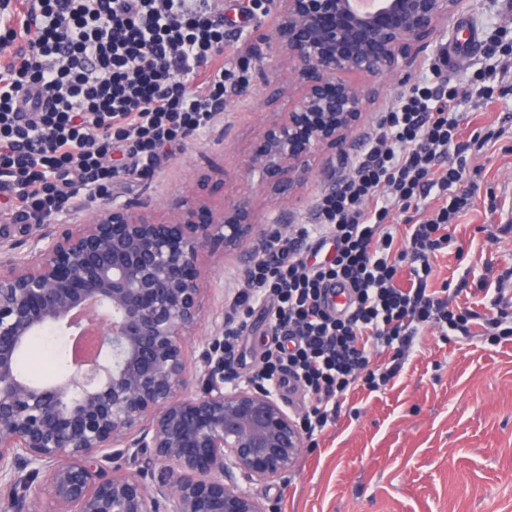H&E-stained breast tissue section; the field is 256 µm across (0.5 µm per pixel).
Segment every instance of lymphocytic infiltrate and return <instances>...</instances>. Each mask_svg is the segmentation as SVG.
<instances>
[{
    "mask_svg": "<svg viewBox=\"0 0 512 512\" xmlns=\"http://www.w3.org/2000/svg\"><path fill=\"white\" fill-rule=\"evenodd\" d=\"M483 52L490 65L470 89L422 73L380 116L350 176L316 201L312 223L248 274V306L224 332L226 354L263 303L259 378L303 389L306 436L335 423L351 391L385 388L425 330L512 337L511 272L482 279L476 306L455 304L448 286L434 284V261L478 190L482 170L470 156L512 135L471 125L472 112L512 93V29L499 28ZM238 53L214 0H24L19 8L0 0V223L65 216L111 197L117 179L154 173L249 85V65L230 62ZM116 151L130 159L120 170ZM396 210L403 223H390ZM328 243L332 257L307 264L306 252ZM331 284L348 289L347 313L329 307ZM374 348L390 353L389 366L371 368Z\"/></svg>",
    "mask_w": 512,
    "mask_h": 512,
    "instance_id": "obj_1",
    "label": "lymphocytic infiltrate"
}]
</instances>
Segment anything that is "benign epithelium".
Segmentation results:
<instances>
[{
    "mask_svg": "<svg viewBox=\"0 0 512 512\" xmlns=\"http://www.w3.org/2000/svg\"><path fill=\"white\" fill-rule=\"evenodd\" d=\"M459 0H273L265 34L286 67L273 114L246 175L273 194L264 233L243 197L228 205L192 188L156 217L148 204H114L27 239L0 226V512H271L227 480L271 483L292 471L301 428L270 386L224 380V341H202L203 376L187 371L186 341L204 319L202 257L215 242L255 260L294 223L280 196L315 175L336 188V150L367 102L360 76L381 79L433 45ZM100 332L103 358L73 361L51 383L20 372V357L79 312ZM149 455L147 466L128 464ZM112 462L107 466L106 462Z\"/></svg>",
    "mask_w": 512,
    "mask_h": 512,
    "instance_id": "obj_1",
    "label": "benign epithelium"
}]
</instances>
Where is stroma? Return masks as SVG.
Masks as SVG:
<instances>
[{
    "instance_id": "stroma-1",
    "label": "stroma",
    "mask_w": 512,
    "mask_h": 512,
    "mask_svg": "<svg viewBox=\"0 0 512 512\" xmlns=\"http://www.w3.org/2000/svg\"><path fill=\"white\" fill-rule=\"evenodd\" d=\"M507 14L512 0H461L423 65L406 68L405 79L376 84L343 145L346 156L358 152L378 114L424 67L439 66L440 81L458 85L485 66L481 43L444 60L442 48L456 38L459 22L481 39ZM277 75L276 57L264 59L247 91L228 99L209 131L151 177L116 184L119 202L161 209L204 174L223 185L226 197L253 194L255 184L244 168L267 114L282 107L265 85ZM484 165L474 206L454 227L464 258L450 254L435 262L437 280L454 289L512 269V232L490 242L483 231L512 216V138L499 141ZM207 264L211 274L202 307L208 332L226 320L245 286L239 254L217 249ZM250 490L276 512H512V340L495 344L481 335L446 340L425 333L387 389L351 392L336 424L305 443L286 477Z\"/></svg>"
}]
</instances>
